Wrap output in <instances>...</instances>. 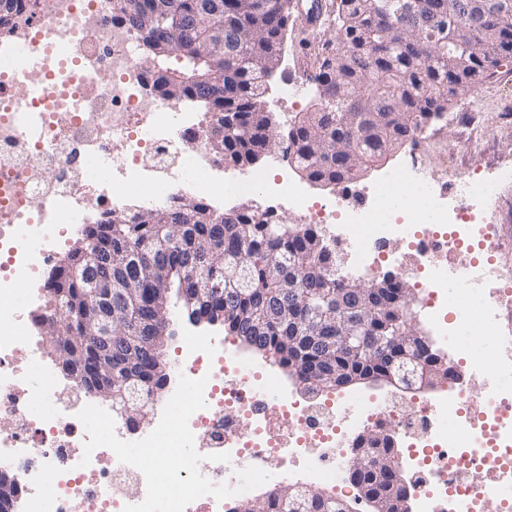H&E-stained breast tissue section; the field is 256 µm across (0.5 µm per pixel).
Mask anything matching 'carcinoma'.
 <instances>
[{
  "instance_id": "obj_1",
  "label": "carcinoma",
  "mask_w": 512,
  "mask_h": 512,
  "mask_svg": "<svg viewBox=\"0 0 512 512\" xmlns=\"http://www.w3.org/2000/svg\"><path fill=\"white\" fill-rule=\"evenodd\" d=\"M112 21L133 29L141 41L143 70L152 91L206 108L208 148L221 162L251 166L279 138L293 149L289 158L309 180L339 184L357 179L406 141H415L427 122L448 110L460 92L512 64V23L458 31L469 0H336L321 21L334 38L316 53L312 82L314 111L298 113L288 131L275 136L263 107L267 79L280 69L288 47L309 46L292 32V0H112ZM448 18L450 54L429 51L426 22ZM224 27V43L201 39L204 25ZM110 233L81 232V245L64 259L93 255L89 276L112 274V376L136 392V419L169 384V364L151 349L165 309L164 290H210L205 304L186 302L187 315L203 307L228 334L270 358L289 373L305 375L304 389H339L345 373L363 379L396 371L410 331L409 294L395 278L355 286L336 275V257L321 231L290 224L275 213L260 214L255 201L224 213L178 195L159 206L107 213ZM56 294L72 321L51 315L57 351L77 353L86 301L83 285L59 283ZM361 303L364 347L343 346L346 335L336 305ZM436 351L416 355L418 372L448 380V364ZM352 483L363 481L376 500L390 486L372 472L349 464ZM276 485L239 512H294L297 491ZM301 512H351L342 498L303 490Z\"/></svg>"
}]
</instances>
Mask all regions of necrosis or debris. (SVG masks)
<instances>
[{
	"mask_svg": "<svg viewBox=\"0 0 512 512\" xmlns=\"http://www.w3.org/2000/svg\"><path fill=\"white\" fill-rule=\"evenodd\" d=\"M61 25L71 36L60 42ZM8 34L9 41L0 40V209L14 220L0 230V412L13 423L0 430V468L18 482L8 512H224L253 482L286 481L297 468L306 483L344 497L352 488L350 457L365 431L402 439L400 468L409 474L415 512H487L492 503L512 512V498L501 492L512 482V389L497 383L477 392L456 380L433 397L348 395L316 405L300 397L297 384L260 370L223 339L193 336L177 360L179 412L157 414L138 438L119 416L69 390L29 318L49 309L43 274L69 236L100 207L124 209L135 188L150 206L188 191L220 208L233 195L264 187L265 179H216V161L204 147L206 119L149 91L137 37L113 22L110 0H53L34 15L28 0H19ZM34 39L52 44L63 64L36 98V124L28 129L11 98L18 63ZM177 138L194 139L191 156L172 158ZM104 157L111 169L89 177L88 167ZM511 179L509 169L472 175L464 183L469 203L459 207L414 166L383 173L366 205L342 196L318 205L287 179L275 190L305 223L335 224L333 242L348 249L362 275L389 261L390 241L406 242L420 259L400 261L398 278L425 292L431 324L454 337L459 362L476 374L487 361L469 344L477 332L501 337L499 367L512 372V338L502 323L512 291L501 288L502 274L490 262L461 255L484 237L486 206ZM411 195L422 199L427 221H398ZM455 262L461 271L481 272L479 303L466 293L440 301ZM272 386L274 398L266 395ZM159 449L175 466L155 476L149 459ZM272 460L279 463L274 475L266 470ZM133 482L141 489L131 494Z\"/></svg>",
	"mask_w": 512,
	"mask_h": 512,
	"instance_id": "necrosis-or-debris-1",
	"label": "necrosis or debris"
}]
</instances>
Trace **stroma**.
Masks as SVG:
<instances>
[{
	"mask_svg": "<svg viewBox=\"0 0 512 512\" xmlns=\"http://www.w3.org/2000/svg\"><path fill=\"white\" fill-rule=\"evenodd\" d=\"M333 35L331 28H318L309 38L310 48L284 55L281 70L271 80L264 97V108L271 113L275 130H287L291 117L313 110V89L306 77L314 67L316 44ZM291 82L301 88L300 97L294 100L281 94L282 87ZM427 131L428 139L418 145L405 143L387 165L417 162L432 184L454 198L461 194L459 180L472 167L491 175L502 166H512V66L501 68L476 88L461 92L457 105L449 107L446 115L432 119ZM489 209L495 216L493 234L501 245L498 264L512 271V182L502 187ZM169 318L172 335L166 342L165 356L171 361L188 338L224 334L221 325L190 322L176 298L169 301Z\"/></svg>",
	"mask_w": 512,
	"mask_h": 512,
	"instance_id": "obj_1",
	"label": "stroma"
}]
</instances>
